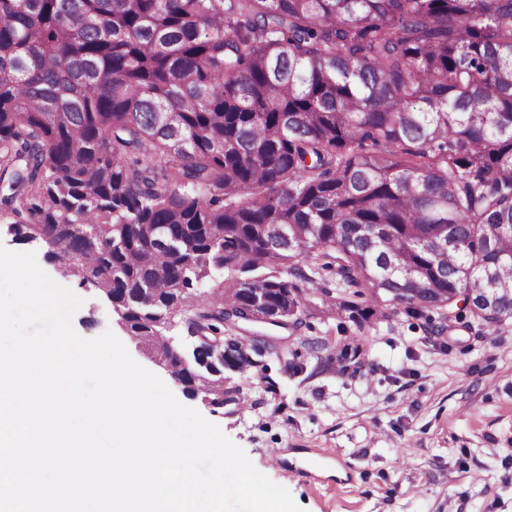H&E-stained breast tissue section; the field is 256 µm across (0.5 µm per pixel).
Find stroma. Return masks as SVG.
Segmentation results:
<instances>
[{
	"mask_svg": "<svg viewBox=\"0 0 512 512\" xmlns=\"http://www.w3.org/2000/svg\"><path fill=\"white\" fill-rule=\"evenodd\" d=\"M0 245L32 252L82 304L84 338L112 331L142 367L164 376L97 289L63 275L35 243L0 223ZM362 335L357 371L334 356ZM280 353L226 375L236 393L213 411L171 390L217 424L253 466L287 488L304 512H512V319L496 337L478 324L431 335L425 319L398 315L365 330L345 318L306 317ZM282 465L269 463L270 449ZM306 477H296V468Z\"/></svg>",
	"mask_w": 512,
	"mask_h": 512,
	"instance_id": "stroma-1",
	"label": "stroma"
}]
</instances>
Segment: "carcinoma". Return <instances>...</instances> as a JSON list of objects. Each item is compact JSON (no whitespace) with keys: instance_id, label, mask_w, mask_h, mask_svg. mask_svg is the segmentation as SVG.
<instances>
[{"instance_id":"cac0c4a2","label":"carcinoma","mask_w":512,"mask_h":512,"mask_svg":"<svg viewBox=\"0 0 512 512\" xmlns=\"http://www.w3.org/2000/svg\"><path fill=\"white\" fill-rule=\"evenodd\" d=\"M4 179L20 241L157 353L183 310L214 336L462 302L493 336L512 0H0ZM259 348L228 337L224 368Z\"/></svg>"}]
</instances>
